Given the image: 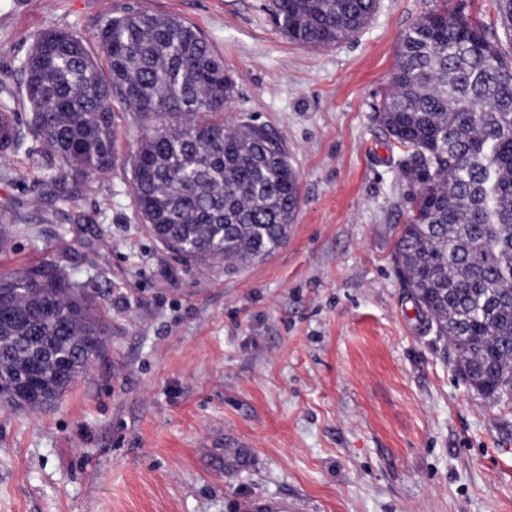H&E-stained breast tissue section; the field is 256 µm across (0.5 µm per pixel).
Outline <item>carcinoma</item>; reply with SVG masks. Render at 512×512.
<instances>
[{
    "label": "carcinoma",
    "mask_w": 512,
    "mask_h": 512,
    "mask_svg": "<svg viewBox=\"0 0 512 512\" xmlns=\"http://www.w3.org/2000/svg\"><path fill=\"white\" fill-rule=\"evenodd\" d=\"M495 20L437 0L401 36L377 105L398 166L413 188L396 272L436 339L456 351L455 374L493 403H512V0ZM378 0H270L282 33L301 47L353 37ZM103 71L76 30L33 39L19 90L28 105L0 155L41 146L58 162L44 180L56 215L77 224L78 197L116 157L117 111L146 123L130 157L136 210L186 263L243 267L288 238L299 178L284 143L260 126L219 118L234 81L200 32L170 15H108L97 33ZM33 219L24 202L0 207L9 230ZM107 328L81 284L58 272L0 275V403L40 409L99 356Z\"/></svg>",
    "instance_id": "cac0c4a2"
}]
</instances>
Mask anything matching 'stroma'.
<instances>
[{
  "mask_svg": "<svg viewBox=\"0 0 512 512\" xmlns=\"http://www.w3.org/2000/svg\"><path fill=\"white\" fill-rule=\"evenodd\" d=\"M431 5L379 0L354 37L303 48L268 0H0V73L16 79L47 29L96 55L109 13L195 26L235 80L225 125L279 137L300 192L285 244L227 270L179 260L141 224L132 113L66 236L46 221L44 150L0 159V205L38 206L0 275L61 266L107 326L57 401L0 407V512H228L253 495L302 512H512V410L457 379L393 263L411 189L375 106Z\"/></svg>",
  "mask_w": 512,
  "mask_h": 512,
  "instance_id": "1",
  "label": "stroma"
}]
</instances>
